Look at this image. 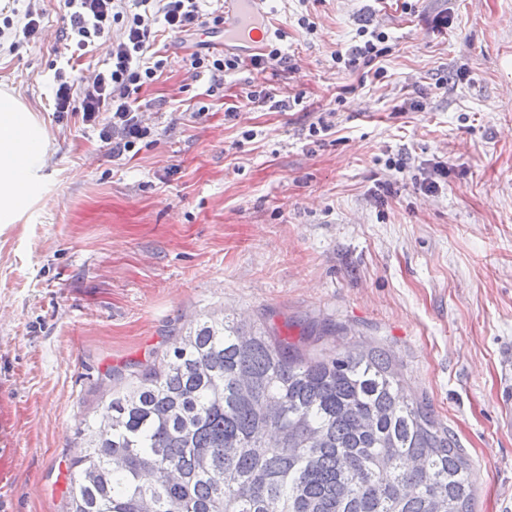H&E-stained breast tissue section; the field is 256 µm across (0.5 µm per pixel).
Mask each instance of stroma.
Here are the masks:
<instances>
[{"label":"stroma","mask_w":512,"mask_h":512,"mask_svg":"<svg viewBox=\"0 0 512 512\" xmlns=\"http://www.w3.org/2000/svg\"><path fill=\"white\" fill-rule=\"evenodd\" d=\"M35 8L36 39L0 33V89L49 138L40 197L0 224V512H64L121 377L220 309L389 349L469 459L473 512H512V0H276L291 67L243 58L218 85L184 59L222 34H160L153 142L120 158L53 109L55 72L84 84L106 47L77 49L63 0ZM364 25L389 36L378 76L333 60Z\"/></svg>","instance_id":"stroma-1"}]
</instances>
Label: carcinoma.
<instances>
[{
	"instance_id": "1",
	"label": "carcinoma",
	"mask_w": 512,
	"mask_h": 512,
	"mask_svg": "<svg viewBox=\"0 0 512 512\" xmlns=\"http://www.w3.org/2000/svg\"><path fill=\"white\" fill-rule=\"evenodd\" d=\"M200 315L82 434L66 512H472L470 463L396 357Z\"/></svg>"
}]
</instances>
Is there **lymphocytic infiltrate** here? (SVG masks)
<instances>
[{
	"mask_svg": "<svg viewBox=\"0 0 512 512\" xmlns=\"http://www.w3.org/2000/svg\"><path fill=\"white\" fill-rule=\"evenodd\" d=\"M201 0H64L70 17L71 38L84 50L101 41H109V63L96 73L87 87H74L66 72L56 71V109L77 107L84 122L100 123L99 135L111 143L113 156L132 152L137 144L149 141L153 133L142 122L134 96L152 83L165 66L153 50L156 21H163L175 34L189 33L211 17L214 26L224 24L222 0H213L210 15H203ZM121 35L110 40L113 27ZM385 32L366 27L357 31V39L346 52L336 54L335 61L344 69L369 65L386 51ZM107 122H100V115Z\"/></svg>",
	"mask_w": 512,
	"mask_h": 512,
	"instance_id": "1",
	"label": "lymphocytic infiltrate"
}]
</instances>
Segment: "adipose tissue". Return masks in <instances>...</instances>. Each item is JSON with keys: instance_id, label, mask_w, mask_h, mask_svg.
Instances as JSON below:
<instances>
[{"instance_id": "adipose-tissue-1", "label": "adipose tissue", "mask_w": 512, "mask_h": 512, "mask_svg": "<svg viewBox=\"0 0 512 512\" xmlns=\"http://www.w3.org/2000/svg\"><path fill=\"white\" fill-rule=\"evenodd\" d=\"M46 146V131L25 102L0 90L1 224L13 223L36 191Z\"/></svg>"}]
</instances>
